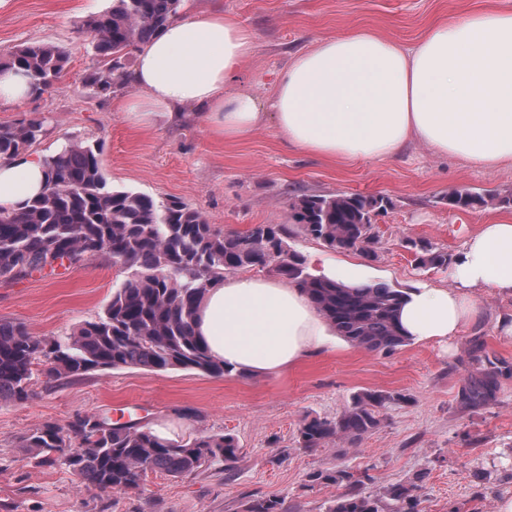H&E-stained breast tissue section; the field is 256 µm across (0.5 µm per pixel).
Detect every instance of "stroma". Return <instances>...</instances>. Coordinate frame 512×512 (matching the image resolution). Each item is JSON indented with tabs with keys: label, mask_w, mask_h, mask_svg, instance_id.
Here are the masks:
<instances>
[{
	"label": "stroma",
	"mask_w": 512,
	"mask_h": 512,
	"mask_svg": "<svg viewBox=\"0 0 512 512\" xmlns=\"http://www.w3.org/2000/svg\"><path fill=\"white\" fill-rule=\"evenodd\" d=\"M111 6L112 0H0V55L44 43L69 59L55 91L0 105V124L44 120L47 134L31 154L99 142L109 187L183 202L215 227L240 233L287 223L288 204L299 194L386 196L391 206L376 219L377 260L330 250L296 226L288 243L309 270L322 260L334 268L352 265L359 282L402 290L453 285L450 272L416 268L406 240L458 255L481 225L512 221V163L479 167L420 143L391 158L330 161L288 147L268 116L250 137L216 139L192 105L177 117L158 112L132 125L117 102L136 95V87L105 98L84 82L98 59L81 23ZM215 7L255 38L232 89L250 94L267 114L280 74L319 40L366 29L409 48L438 21L512 13V0H183L179 13ZM460 187L493 201L476 210L451 209L448 193ZM127 275L121 265L97 258L70 267L63 279L44 272L0 280V319L36 336L65 338L102 315ZM476 305L479 321L447 344L411 343L385 356L343 342L258 376L123 367L56 381L34 366L29 399L0 401V512H246L257 497L285 500L291 512H326L344 489L311 476L340 469L368 473L362 490L374 497L425 473L415 491L420 512H496L498 499L512 494V378L502 379L486 409H460L456 396L469 376L472 337H483L490 355L512 362V335L498 326L499 319L512 321V295L482 289ZM365 390L390 398L376 428L349 448L337 441L313 451L300 447L304 420L334 419ZM85 414H132L147 428L164 426L179 444L232 435L240 447L238 468L230 476L217 465L183 478L157 472L141 489L102 492L67 466L39 465L33 449L23 447L33 429L64 426Z\"/></svg>",
	"instance_id": "1"
}]
</instances>
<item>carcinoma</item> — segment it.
I'll list each match as a JSON object with an SVG mask.
<instances>
[{
    "mask_svg": "<svg viewBox=\"0 0 512 512\" xmlns=\"http://www.w3.org/2000/svg\"><path fill=\"white\" fill-rule=\"evenodd\" d=\"M181 0H112V8L87 16L84 32L100 66L85 83L108 97L130 83L133 49L173 19ZM68 58L59 47L26 44L0 57V73L27 78L30 95L54 91ZM45 135L38 118L0 125V159H14ZM100 143H73L45 157L44 192L15 211H0V278L18 279L56 265L80 266L100 256L117 257L130 274L116 288L104 314L82 324L66 340L34 336L23 325L0 321V400L29 399L32 366L48 377L78 378L90 371L137 366L157 371L193 370L222 376L229 372L195 335L193 321L207 290L225 275L270 267L302 288L338 335L352 345L392 355L408 343L397 321L403 291L386 283L344 285L308 272L305 259L288 245L286 224H256L245 233L223 232L185 203H160L130 190H110L103 173ZM485 195L467 188L448 192V205L486 206ZM383 195H301L289 204L290 219L307 236L333 250H356L370 261L379 241L371 224L387 210ZM416 264L445 271L457 257L429 242H411ZM475 372L458 394L462 406L486 408L495 401L500 380L512 378V362L492 358L484 342L470 351ZM387 396L356 394L336 419L312 418L299 430L302 448L318 449L338 439L357 443L380 422ZM79 442L84 451L67 448ZM41 462L63 463L86 483L107 492L141 487L148 474L182 478L219 464L227 474L240 448L228 435L190 443L163 440L138 422L114 423L98 415L79 416L62 428L45 424L22 441ZM312 480L343 484L347 491L326 512H418L416 484L386 489V499L366 496L364 480L347 470L319 472ZM247 512H288L284 501L259 498Z\"/></svg>",
    "mask_w": 512,
    "mask_h": 512,
    "instance_id": "cac0c4a2",
    "label": "carcinoma"
}]
</instances>
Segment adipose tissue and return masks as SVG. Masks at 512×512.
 Returning a JSON list of instances; mask_svg holds the SVG:
<instances>
[{
    "label": "adipose tissue",
    "mask_w": 512,
    "mask_h": 512,
    "mask_svg": "<svg viewBox=\"0 0 512 512\" xmlns=\"http://www.w3.org/2000/svg\"><path fill=\"white\" fill-rule=\"evenodd\" d=\"M254 49L252 33L220 10L175 19L139 50L131 73L139 94L121 110L138 125L191 103L215 137H248L269 116L228 88ZM273 109L288 146L332 161L391 157L421 142L480 166L512 162V14L442 21L411 49L367 30L323 39L282 72ZM47 179L44 156L0 161V208L21 207ZM452 278L450 288L405 291L398 316L410 341L459 336L476 313V289L512 294V223L482 225ZM195 332L214 358L246 374L290 367L331 336L301 288L247 276L208 290Z\"/></svg>",
    "instance_id": "1"
}]
</instances>
